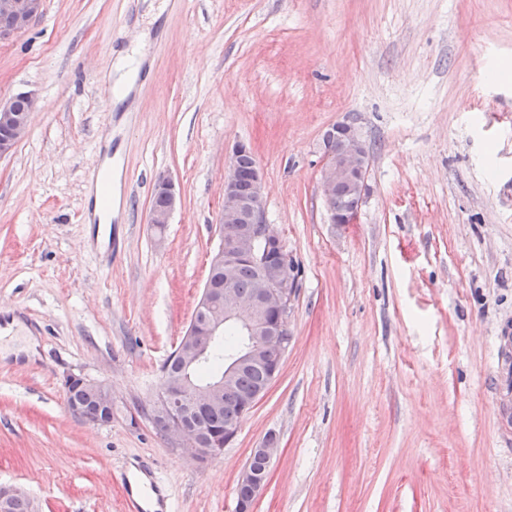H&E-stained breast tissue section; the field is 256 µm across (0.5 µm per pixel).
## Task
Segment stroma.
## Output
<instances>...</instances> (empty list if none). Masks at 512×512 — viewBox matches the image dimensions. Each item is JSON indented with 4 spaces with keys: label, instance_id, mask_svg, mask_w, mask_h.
<instances>
[{
    "label": "stroma",
    "instance_id": "stroma-1",
    "mask_svg": "<svg viewBox=\"0 0 512 512\" xmlns=\"http://www.w3.org/2000/svg\"><path fill=\"white\" fill-rule=\"evenodd\" d=\"M142 45L113 105L116 53ZM512 0H45L0 40V99L33 94L0 157V486L35 512H127L121 473L166 512H235L253 448L278 440L254 512H512L496 415L512 324ZM370 145L357 223L328 220L323 132ZM250 143L266 219L298 270L279 376L207 465L151 421L219 244L223 175ZM117 157L120 200L88 192ZM181 192L163 234L155 185ZM112 388V421L68 409L64 379Z\"/></svg>",
    "mask_w": 512,
    "mask_h": 512
}]
</instances>
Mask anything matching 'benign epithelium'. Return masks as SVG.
I'll use <instances>...</instances> for the list:
<instances>
[{
  "label": "benign epithelium",
  "instance_id": "1",
  "mask_svg": "<svg viewBox=\"0 0 512 512\" xmlns=\"http://www.w3.org/2000/svg\"><path fill=\"white\" fill-rule=\"evenodd\" d=\"M44 0H0V14L11 19V27L0 31V38L21 33L40 16ZM27 111L18 112L13 100L0 101V127L10 135L0 140V157L7 156L25 137L30 111L36 105L30 93L23 94ZM252 148L244 142L236 143L228 157L223 178L222 213L218 234L220 243L211 262L231 269L247 259L261 271L254 293L249 298L239 296L230 279L224 280V306L214 308V297L219 289L204 284L196 310L208 312V320L200 326L190 323L175 349L174 356L182 365L177 378L166 376L161 381L160 395L154 402L151 419L181 454L199 463H205L222 453L210 447L207 439L191 425L185 410L213 408L224 399L234 398L233 384L239 370L249 364L262 363L269 371L268 382L279 375L283 356L288 352V313L293 300L295 270L288 263H271L270 253L282 247L279 233L268 224L263 198L264 175L259 166L253 168V193L245 197L237 185L236 160ZM369 145L360 128L344 120L327 128L322 135V159L319 190L333 224L357 223L364 201L368 174ZM157 188L164 192L167 203L152 208L150 224L155 227L169 223V218L180 202V192L168 178H161ZM237 327L243 338L240 350L225 362L224 376L206 383L192 377L204 365L214 345L224 337V327ZM277 452V441L266 438L253 449L241 472L238 483L250 488L251 495L241 500L237 512H252L256 499L265 489L271 464ZM28 499L17 486L0 488V512H7L15 500Z\"/></svg>",
  "mask_w": 512,
  "mask_h": 512
}]
</instances>
